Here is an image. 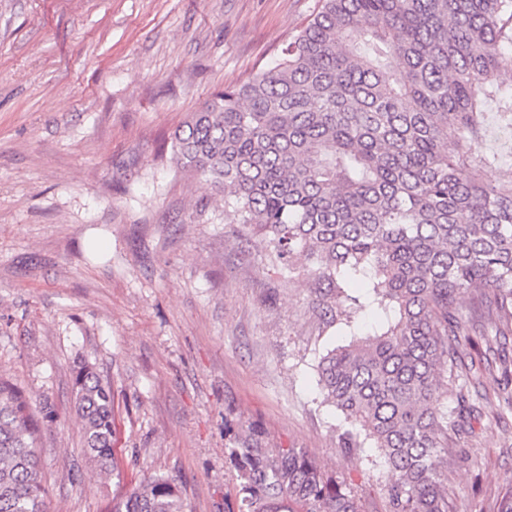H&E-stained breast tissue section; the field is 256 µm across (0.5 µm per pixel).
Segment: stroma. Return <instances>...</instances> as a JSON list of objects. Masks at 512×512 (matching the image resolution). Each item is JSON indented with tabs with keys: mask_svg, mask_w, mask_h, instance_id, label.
I'll list each match as a JSON object with an SVG mask.
<instances>
[{
	"mask_svg": "<svg viewBox=\"0 0 512 512\" xmlns=\"http://www.w3.org/2000/svg\"><path fill=\"white\" fill-rule=\"evenodd\" d=\"M317 0H0V375L56 417L42 433L49 512H110L112 479L69 414L72 369L115 392L120 479L162 475L184 512H224L238 482L225 450L255 427L343 477L364 512H388L389 473L341 447L319 358L388 316L369 275L313 308L297 261L270 274L264 245L224 221V198L174 167L162 143L215 91L275 59ZM206 204L204 217L195 214ZM505 348L508 373L443 378L440 405L478 413L448 428L451 512H497L512 483V335L479 336L462 361Z\"/></svg>",
	"mask_w": 512,
	"mask_h": 512,
	"instance_id": "obj_1",
	"label": "stroma"
}]
</instances>
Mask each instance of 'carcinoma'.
<instances>
[{
    "mask_svg": "<svg viewBox=\"0 0 512 512\" xmlns=\"http://www.w3.org/2000/svg\"><path fill=\"white\" fill-rule=\"evenodd\" d=\"M512 0H319L279 57L214 93L172 137L178 169L224 194V222L266 245L269 266L311 265L339 290L374 274L382 331L323 355V402L346 425L343 447L369 444L391 482L389 512H448V421L435 400L456 348L488 321L512 333V165L473 145L488 118L512 129ZM467 293L481 313L454 314ZM482 357L468 382L507 372ZM74 411L96 470L118 474L111 382L83 361ZM54 416L0 376V512H48L43 419ZM239 499L228 512H364L361 499L303 448H268L248 432L227 449ZM112 512H183L154 477L112 492Z\"/></svg>",
    "mask_w": 512,
    "mask_h": 512,
    "instance_id": "carcinoma-1",
    "label": "carcinoma"
}]
</instances>
